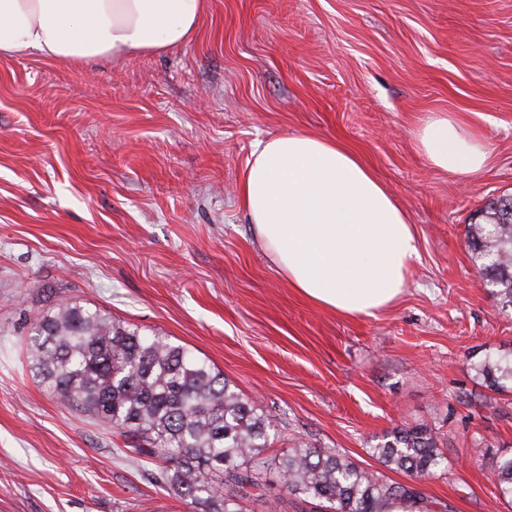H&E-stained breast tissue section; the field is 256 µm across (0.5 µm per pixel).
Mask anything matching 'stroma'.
<instances>
[{
  "label": "stroma",
  "instance_id": "obj_1",
  "mask_svg": "<svg viewBox=\"0 0 512 512\" xmlns=\"http://www.w3.org/2000/svg\"><path fill=\"white\" fill-rule=\"evenodd\" d=\"M445 112L490 163L464 181L417 130ZM344 142L408 211L419 256L374 318L314 306L259 247L236 196L258 142ZM512 194V0H207L195 36L75 65L0 57V512H195L88 413L62 405L23 342L77 302L188 347L298 442L382 469L370 450L425 427L444 457L417 484L436 512H512L490 476L512 456V308L468 226ZM482 372L489 386L495 389H502L506 383L512 384V361L503 362L499 360L494 363H488L483 366Z\"/></svg>",
  "mask_w": 512,
  "mask_h": 512
}]
</instances>
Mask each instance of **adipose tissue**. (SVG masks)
I'll use <instances>...</instances> for the list:
<instances>
[{"instance_id": "adipose-tissue-1", "label": "adipose tissue", "mask_w": 512, "mask_h": 512, "mask_svg": "<svg viewBox=\"0 0 512 512\" xmlns=\"http://www.w3.org/2000/svg\"><path fill=\"white\" fill-rule=\"evenodd\" d=\"M207 0H0V56L38 52L81 62L160 54L195 35ZM437 169L467 177L490 158L484 142L445 114L418 132ZM239 203L291 288L342 317H374L402 295L418 256L395 196L343 143L283 133L257 144Z\"/></svg>"}]
</instances>
